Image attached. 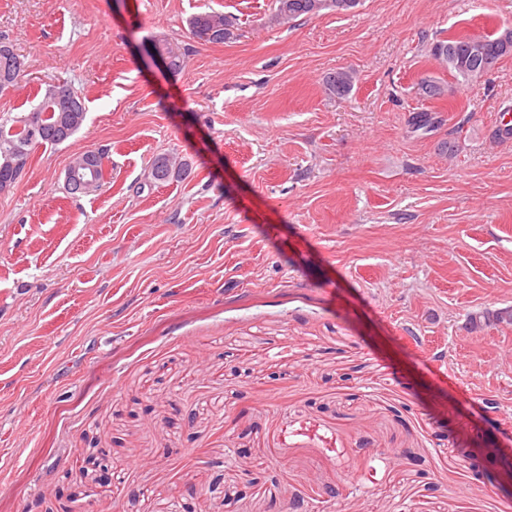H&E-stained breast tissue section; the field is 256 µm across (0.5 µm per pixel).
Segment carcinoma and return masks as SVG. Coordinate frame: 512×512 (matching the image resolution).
<instances>
[{
    "label": "carcinoma",
    "instance_id": "cac0c4a2",
    "mask_svg": "<svg viewBox=\"0 0 512 512\" xmlns=\"http://www.w3.org/2000/svg\"><path fill=\"white\" fill-rule=\"evenodd\" d=\"M277 17L293 20L312 16L332 9L347 11L360 0H277ZM233 21L222 13L205 12L189 21L190 33L200 42L221 44L231 35ZM151 47L166 57L169 71L176 73L185 67V54L178 44L158 40ZM430 53L432 58L459 82L467 83L492 70L504 57H512V26L500 27L484 35L450 34L435 41ZM27 74V63L21 55L10 51V46L0 42V94L16 87ZM355 73L338 70L326 77L330 93L338 98L347 96L353 89ZM32 111L39 112L41 125L29 126L30 115L13 121L0 122V184L7 181L14 185L25 176L33 148L37 145H58L70 140L84 123L86 108L81 91L67 84L47 87L36 95ZM104 152L87 150L77 155L73 164L91 162L95 185L89 192L98 191L104 182ZM189 163L169 153L156 156L149 174L154 181H167L186 174ZM512 324V307L494 312L486 311L469 316L465 328L473 331L499 324Z\"/></svg>",
    "mask_w": 512,
    "mask_h": 512
}]
</instances>
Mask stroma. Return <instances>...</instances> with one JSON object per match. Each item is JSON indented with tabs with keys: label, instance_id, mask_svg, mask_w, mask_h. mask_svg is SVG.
I'll use <instances>...</instances> for the list:
<instances>
[{
	"label": "stroma",
	"instance_id": "1",
	"mask_svg": "<svg viewBox=\"0 0 512 512\" xmlns=\"http://www.w3.org/2000/svg\"><path fill=\"white\" fill-rule=\"evenodd\" d=\"M211 11L218 45L189 33ZM506 25L512 0H0L29 63L0 119L63 82L87 108L0 193V512H512V325L465 328L512 306V57L461 85L429 55ZM171 152L189 175L150 182ZM277 17L293 20L301 16H312L319 12L332 9L347 11L355 8L360 0H277ZM233 21L223 13L205 12L192 17L189 21L190 33L200 42L221 44L231 35ZM150 46L162 54L148 49L150 58L159 63L165 70H167V60L169 72L176 73L185 67V54L181 51L178 44L166 40H158L151 43ZM355 78L351 70H338L326 77V88L338 98L346 97L354 87ZM104 154L105 153L103 152V150H101V151L100 150H97V151L87 150V151L80 153L79 155H77L74 158L73 162L69 165L68 170L72 165H79L83 161L87 162V161L91 160V167L94 168V172H95V175H94L95 185L93 186V188L83 192V191L79 190L77 188V186L72 182V181H75L76 183L83 185L85 187V189L89 188L91 181L89 179H87L88 168L85 165H81L79 168H74L71 171H69L68 178L70 180L66 177L67 174L65 175L66 188L70 194H73V195L83 194L84 195V194L96 192L101 188V186L103 185V182H104V177H105V169H104L105 155Z\"/></svg>",
	"mask_w": 512,
	"mask_h": 512
}]
</instances>
